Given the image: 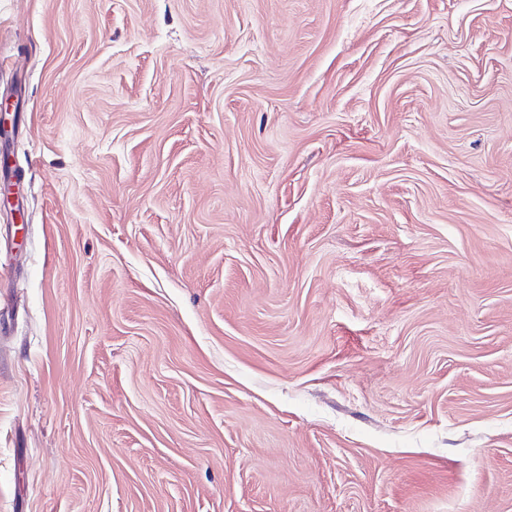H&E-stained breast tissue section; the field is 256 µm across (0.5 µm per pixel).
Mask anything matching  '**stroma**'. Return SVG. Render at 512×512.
<instances>
[{"label": "stroma", "mask_w": 512, "mask_h": 512, "mask_svg": "<svg viewBox=\"0 0 512 512\" xmlns=\"http://www.w3.org/2000/svg\"><path fill=\"white\" fill-rule=\"evenodd\" d=\"M0 512H512V0H0Z\"/></svg>", "instance_id": "35a3bbf8"}]
</instances>
